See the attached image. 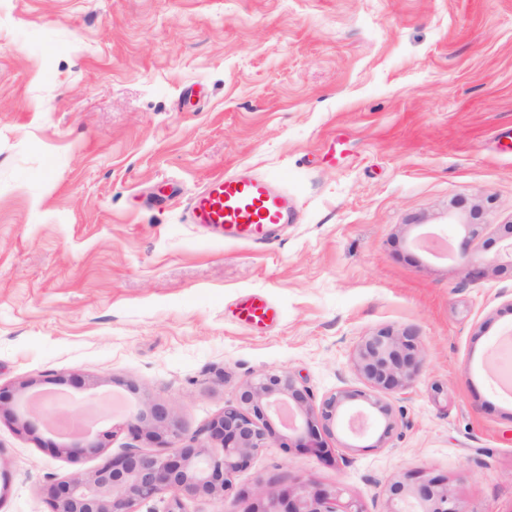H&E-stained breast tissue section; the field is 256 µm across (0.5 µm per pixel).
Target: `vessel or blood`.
<instances>
[{
	"label": "vessel or blood",
	"instance_id": "vessel-or-blood-1",
	"mask_svg": "<svg viewBox=\"0 0 512 512\" xmlns=\"http://www.w3.org/2000/svg\"><path fill=\"white\" fill-rule=\"evenodd\" d=\"M192 223L212 226L233 240L262 244L275 227L292 223L294 205L286 191L277 189L264 175L234 170L206 181L189 202ZM244 323L260 326L273 320L274 308L252 297L238 307Z\"/></svg>",
	"mask_w": 512,
	"mask_h": 512
}]
</instances>
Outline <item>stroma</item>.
Returning <instances> with one entry per match:
<instances>
[{
  "label": "stroma",
  "mask_w": 512,
  "mask_h": 512,
  "mask_svg": "<svg viewBox=\"0 0 512 512\" xmlns=\"http://www.w3.org/2000/svg\"><path fill=\"white\" fill-rule=\"evenodd\" d=\"M239 168L297 202L271 243L188 221L205 180ZM461 200L486 205L478 261L512 221V0H0V405L96 413L115 456L136 444L106 401L126 383L196 438L262 371L316 406L363 387V337L410 328L421 370L388 398L383 447L340 423L329 463L279 427L188 512L301 482L382 512L414 471L464 512H512V394L490 377L512 276L469 280L415 243H459ZM252 295L276 311L265 328L236 317ZM30 422L0 418V512H49L50 485L100 463L55 456Z\"/></svg>",
  "instance_id": "stroma-1"
}]
</instances>
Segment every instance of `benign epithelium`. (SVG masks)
Listing matches in <instances>:
<instances>
[{"label":"benign epithelium","mask_w":512,"mask_h":512,"mask_svg":"<svg viewBox=\"0 0 512 512\" xmlns=\"http://www.w3.org/2000/svg\"><path fill=\"white\" fill-rule=\"evenodd\" d=\"M481 214L482 207L475 205L464 221L466 234L459 244V256L464 261L471 241L483 228L478 222ZM499 242L500 250L484 260V267H467L468 276L481 277L489 269L512 274V261L500 259L503 250L512 255V224L504 225ZM420 353L418 336L410 329L370 332L355 360L367 389L345 388L331 394L322 401L317 420L330 432L346 418L353 434L375 432L374 447L384 445L396 423L383 395L411 388L420 371ZM276 418L295 435L298 449L330 456V450L318 441L310 391L297 385L285 370L262 371L243 383L236 401L207 425L205 439L197 446L182 444L183 423L174 407L138 402L128 413V430L133 438L161 445L168 452L128 448L120 455L106 457L91 472L59 480L48 490L51 512H138L141 503L154 499L167 502L165 512H186V499L222 501L232 488V476L273 436ZM112 436L111 431L95 437L75 434L70 442L53 446V451L68 458L99 456ZM386 502L384 512H464L448 483L418 473L389 484ZM251 512L362 510L353 503L341 504L335 490L302 483L275 493L256 491Z\"/></svg>","instance_id":"7a95c632"}]
</instances>
